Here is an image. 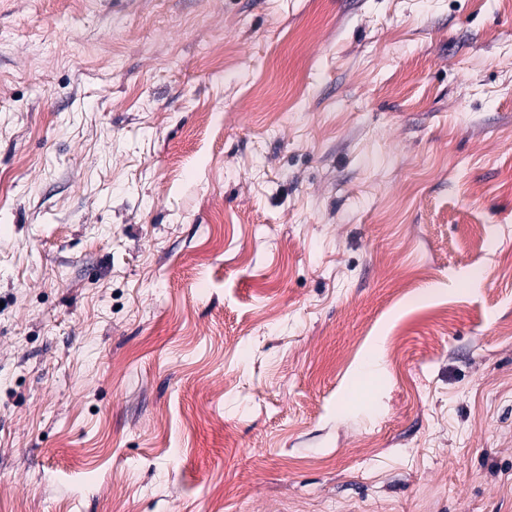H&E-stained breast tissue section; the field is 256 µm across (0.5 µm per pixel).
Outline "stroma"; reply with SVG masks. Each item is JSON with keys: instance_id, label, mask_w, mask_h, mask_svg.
Instances as JSON below:
<instances>
[{"instance_id": "obj_1", "label": "stroma", "mask_w": 512, "mask_h": 512, "mask_svg": "<svg viewBox=\"0 0 512 512\" xmlns=\"http://www.w3.org/2000/svg\"><path fill=\"white\" fill-rule=\"evenodd\" d=\"M116 498L512 512V0H0V512Z\"/></svg>"}]
</instances>
